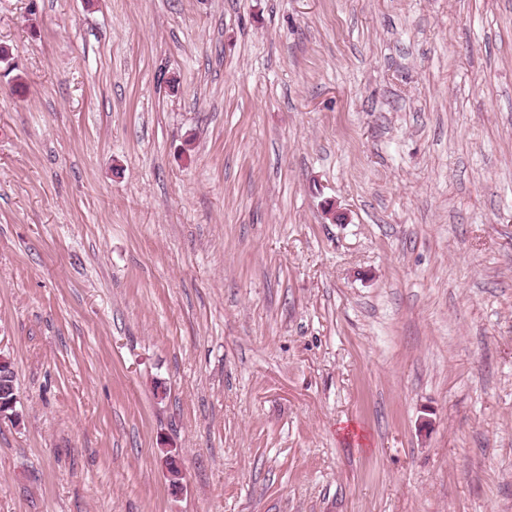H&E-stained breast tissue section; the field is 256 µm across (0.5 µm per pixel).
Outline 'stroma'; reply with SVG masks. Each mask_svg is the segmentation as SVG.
<instances>
[{
    "label": "stroma",
    "instance_id": "1",
    "mask_svg": "<svg viewBox=\"0 0 512 512\" xmlns=\"http://www.w3.org/2000/svg\"><path fill=\"white\" fill-rule=\"evenodd\" d=\"M0 44V512H512V0H0ZM5 364H11V359L7 358L5 355L0 353V369L1 366ZM0 373L1 388L4 386L5 381L10 388L13 387V389H11L12 395H8L6 392H4L3 388L2 390L0 389V419H3L4 416L7 415L15 420L19 419V421H21V414L19 411L16 410V405L19 402V397L18 394L15 392V390L17 391V387L14 371L9 369L5 371L4 369H1ZM8 410H12L13 413L8 414ZM161 452L163 454L161 460L171 489L179 493L184 486V474L178 460L179 452L176 448H162Z\"/></svg>",
    "mask_w": 512,
    "mask_h": 512
}]
</instances>
